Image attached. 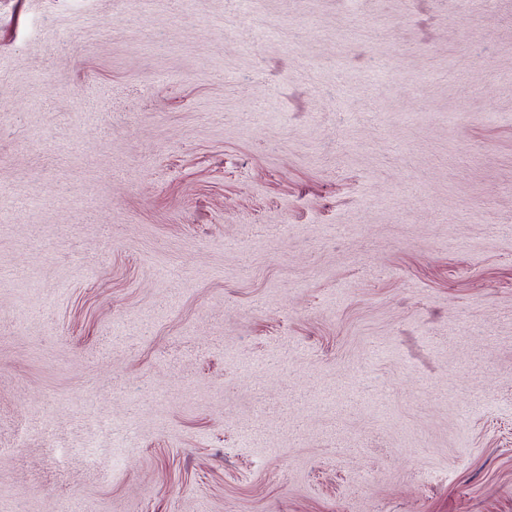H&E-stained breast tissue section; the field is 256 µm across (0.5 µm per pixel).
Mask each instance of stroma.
<instances>
[{
	"mask_svg": "<svg viewBox=\"0 0 512 512\" xmlns=\"http://www.w3.org/2000/svg\"><path fill=\"white\" fill-rule=\"evenodd\" d=\"M512 0H0V512H512Z\"/></svg>",
	"mask_w": 512,
	"mask_h": 512,
	"instance_id": "1",
	"label": "stroma"
}]
</instances>
